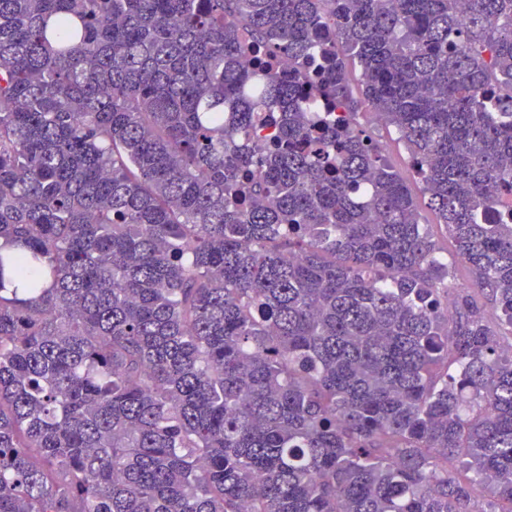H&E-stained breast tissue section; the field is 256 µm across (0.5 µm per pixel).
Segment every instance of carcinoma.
I'll return each instance as SVG.
<instances>
[{
    "mask_svg": "<svg viewBox=\"0 0 512 512\" xmlns=\"http://www.w3.org/2000/svg\"><path fill=\"white\" fill-rule=\"evenodd\" d=\"M511 197L512 0H0V512H512ZM363 112L366 113L359 118L361 124L380 143L389 164L405 177L411 187L417 202L421 223L432 224L430 228L435 239L447 247L445 229L443 225L438 224L434 212L427 207V200L420 191L417 179L413 176L409 163L410 159L404 146L395 140V135L390 133L387 126L383 125L382 122L375 123L372 121V114L369 113V110H363Z\"/></svg>",
    "mask_w": 512,
    "mask_h": 512,
    "instance_id": "1",
    "label": "carcinoma"
}]
</instances>
